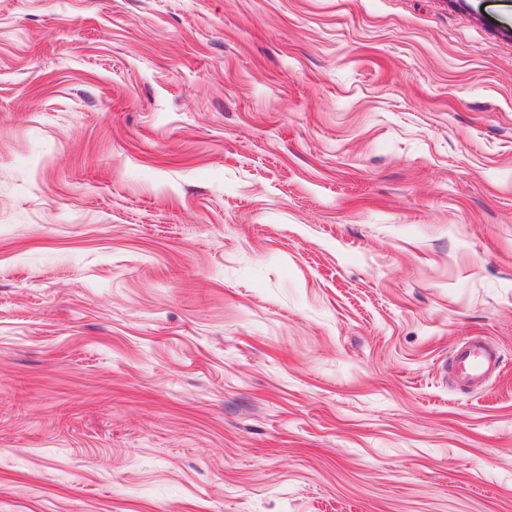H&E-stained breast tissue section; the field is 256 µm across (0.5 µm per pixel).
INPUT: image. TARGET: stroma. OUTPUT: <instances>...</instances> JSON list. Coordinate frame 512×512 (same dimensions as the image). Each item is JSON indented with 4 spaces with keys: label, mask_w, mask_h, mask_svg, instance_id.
I'll return each mask as SVG.
<instances>
[{
    "label": "stroma",
    "mask_w": 512,
    "mask_h": 512,
    "mask_svg": "<svg viewBox=\"0 0 512 512\" xmlns=\"http://www.w3.org/2000/svg\"><path fill=\"white\" fill-rule=\"evenodd\" d=\"M0 512H512V0H0ZM499 364L498 349L484 336L463 340L448 360L451 381L463 389L481 386L499 371Z\"/></svg>",
    "instance_id": "1"
}]
</instances>
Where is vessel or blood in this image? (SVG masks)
I'll list each match as a JSON object with an SVG mask.
<instances>
[{
    "mask_svg": "<svg viewBox=\"0 0 512 512\" xmlns=\"http://www.w3.org/2000/svg\"><path fill=\"white\" fill-rule=\"evenodd\" d=\"M499 364L498 349L483 336L463 340L453 350L448 360L452 382L463 389L482 385L498 372Z\"/></svg>",
    "mask_w": 512,
    "mask_h": 512,
    "instance_id": "obj_1",
    "label": "vessel or blood"
}]
</instances>
